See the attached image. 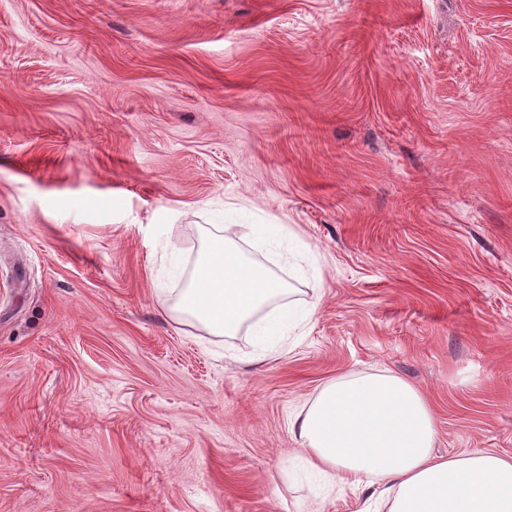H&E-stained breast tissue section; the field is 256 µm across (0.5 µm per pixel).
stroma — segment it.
Instances as JSON below:
<instances>
[{"mask_svg": "<svg viewBox=\"0 0 512 512\" xmlns=\"http://www.w3.org/2000/svg\"><path fill=\"white\" fill-rule=\"evenodd\" d=\"M233 207L306 246L263 363L163 305ZM384 370L512 455V0H0V512H355L289 422Z\"/></svg>", "mask_w": 512, "mask_h": 512, "instance_id": "1", "label": "stroma"}]
</instances>
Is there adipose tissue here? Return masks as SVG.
Instances as JSON below:
<instances>
[{"label": "adipose tissue", "instance_id": "obj_1", "mask_svg": "<svg viewBox=\"0 0 512 512\" xmlns=\"http://www.w3.org/2000/svg\"><path fill=\"white\" fill-rule=\"evenodd\" d=\"M227 225L202 230L197 261L174 311L213 336L247 331L255 361L272 355L288 329L314 304L254 252L275 253L297 235L282 224H253L232 209ZM295 454L318 484L369 490L361 512H512V458L490 451L433 452L436 428L424 395L388 371L352 373L328 382L291 422Z\"/></svg>", "mask_w": 512, "mask_h": 512}]
</instances>
